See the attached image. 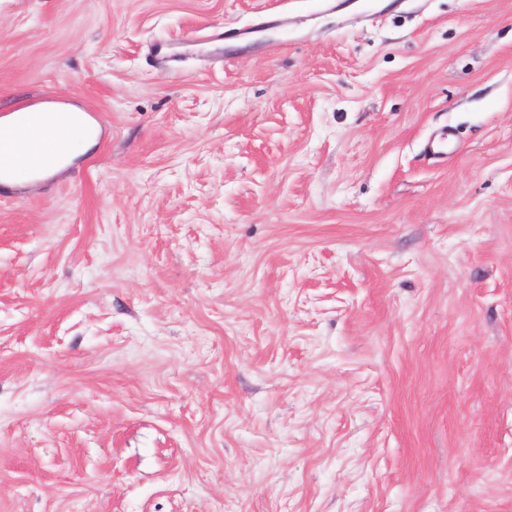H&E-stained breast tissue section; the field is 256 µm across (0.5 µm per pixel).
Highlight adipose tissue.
Listing matches in <instances>:
<instances>
[{
	"instance_id": "obj_1",
	"label": "adipose tissue",
	"mask_w": 512,
	"mask_h": 512,
	"mask_svg": "<svg viewBox=\"0 0 512 512\" xmlns=\"http://www.w3.org/2000/svg\"><path fill=\"white\" fill-rule=\"evenodd\" d=\"M101 129L74 104L43 102L0 116V186L24 189L64 173Z\"/></svg>"
}]
</instances>
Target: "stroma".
I'll return each mask as SVG.
<instances>
[{
	"label": "stroma",
	"mask_w": 512,
	"mask_h": 512,
	"mask_svg": "<svg viewBox=\"0 0 512 512\" xmlns=\"http://www.w3.org/2000/svg\"><path fill=\"white\" fill-rule=\"evenodd\" d=\"M335 3L0 0V512H512V0ZM100 134L94 118L74 104L43 102L0 116V185L26 189L61 175Z\"/></svg>",
	"instance_id": "1"
}]
</instances>
